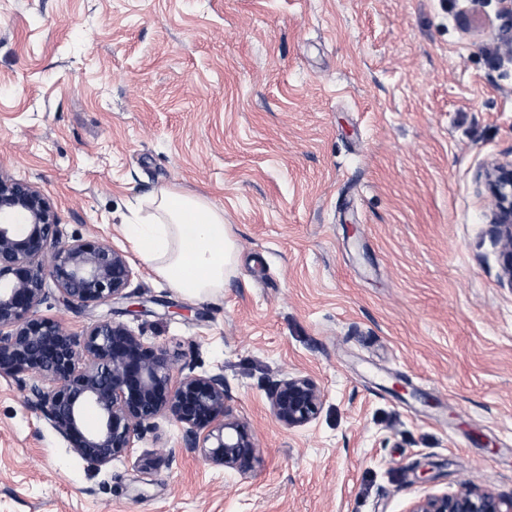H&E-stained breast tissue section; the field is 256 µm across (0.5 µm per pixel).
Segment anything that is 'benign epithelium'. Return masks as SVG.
I'll return each mask as SVG.
<instances>
[{
	"instance_id": "1",
	"label": "benign epithelium",
	"mask_w": 512,
	"mask_h": 512,
	"mask_svg": "<svg viewBox=\"0 0 512 512\" xmlns=\"http://www.w3.org/2000/svg\"><path fill=\"white\" fill-rule=\"evenodd\" d=\"M481 178L502 280L512 288V160L490 163ZM135 275L120 249L79 236L62 241L40 189L0 172V377L18 383L26 404L92 470L129 453L164 418L181 427L189 452L250 472L256 445L226 409L223 374L173 371L166 350L144 343L123 322L100 320L78 337L37 314L50 282L62 305L86 308L129 298ZM267 399L275 418L294 429L316 418L323 390L298 372L274 382ZM90 408L98 418L93 427L85 418ZM408 512H512V500L467 485L451 496L427 494Z\"/></svg>"
}]
</instances>
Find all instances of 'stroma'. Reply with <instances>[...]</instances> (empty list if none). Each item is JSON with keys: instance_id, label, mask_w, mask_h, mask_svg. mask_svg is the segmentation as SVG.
<instances>
[{"instance_id": "1", "label": "stroma", "mask_w": 512, "mask_h": 512, "mask_svg": "<svg viewBox=\"0 0 512 512\" xmlns=\"http://www.w3.org/2000/svg\"><path fill=\"white\" fill-rule=\"evenodd\" d=\"M497 0H0V170L62 240L127 252L131 301L39 315L125 323L220 373L259 462L180 427L93 471L0 377V512H408L465 482L512 498V288L481 173L512 160ZM223 208L222 292L182 295L125 231L160 190ZM323 403L284 427L272 381ZM267 399L275 418L289 429L311 423L319 413L323 390L315 378L301 372L274 382Z\"/></svg>"}]
</instances>
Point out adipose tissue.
Returning <instances> with one entry per match:
<instances>
[{
    "instance_id": "1",
    "label": "adipose tissue",
    "mask_w": 512,
    "mask_h": 512,
    "mask_svg": "<svg viewBox=\"0 0 512 512\" xmlns=\"http://www.w3.org/2000/svg\"><path fill=\"white\" fill-rule=\"evenodd\" d=\"M144 218L126 227L144 263L181 294L200 298L224 286L235 245L224 210L209 200L159 191Z\"/></svg>"
}]
</instances>
